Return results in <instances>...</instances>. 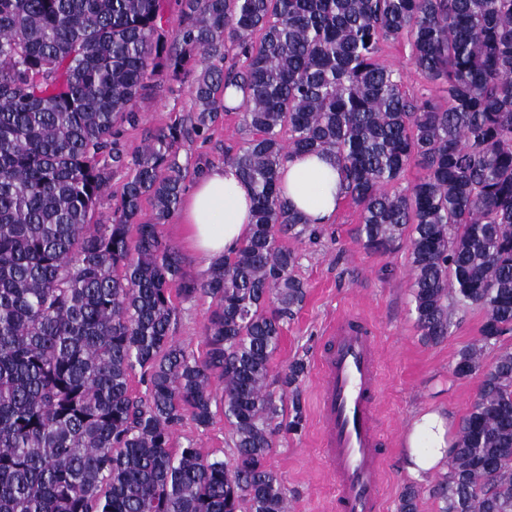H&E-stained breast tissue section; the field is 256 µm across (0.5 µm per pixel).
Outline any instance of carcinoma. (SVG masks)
Listing matches in <instances>:
<instances>
[{"instance_id": "carcinoma-1", "label": "carcinoma", "mask_w": 512, "mask_h": 512, "mask_svg": "<svg viewBox=\"0 0 512 512\" xmlns=\"http://www.w3.org/2000/svg\"><path fill=\"white\" fill-rule=\"evenodd\" d=\"M176 40L199 53L191 85L200 131L243 94L242 144L224 163L254 195L236 252L185 276L159 225L183 175L159 131L129 158L118 127L165 51L162 0H0V512H287L268 464L296 361L270 362L306 289L284 238L314 239L280 196L290 155L336 158L359 239L407 243L422 338H448L452 310L485 312L480 346L453 374L481 373L471 409L431 488L439 512H512V0H181ZM407 39L413 65L448 100L411 99L380 43ZM242 65L224 69L226 44ZM130 175L112 223L93 224L110 187L98 157ZM424 174L400 192L406 168ZM155 223H138L142 201ZM209 297L206 350L173 338L174 298ZM495 352L488 368L481 354ZM141 372L143 394L130 391ZM233 449L172 448L184 418L210 425L211 377ZM406 486L398 512H418Z\"/></svg>"}]
</instances>
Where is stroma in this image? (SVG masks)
<instances>
[{
	"mask_svg": "<svg viewBox=\"0 0 512 512\" xmlns=\"http://www.w3.org/2000/svg\"><path fill=\"white\" fill-rule=\"evenodd\" d=\"M410 54L406 40L387 41L380 45L379 60L400 72L407 97L444 100L442 85L427 81L411 64ZM196 71L194 60L189 59L180 73L165 69L150 76L135 105L141 115L139 124L123 127L120 132V142L132 156L141 152L158 131L175 125L188 128V135L171 150L185 171L184 182L188 185L203 167L223 164L227 149L238 148L242 140L241 114L234 110L220 112L203 132L190 131L194 110L190 87ZM360 221L359 209L344 199L317 242L289 243L299 255L296 275L304 282L307 296L286 325L271 368L277 373L294 360L304 361L306 369L295 386L305 422L301 431L276 433L268 459L288 488V512H331L333 488L324 470L319 441L315 356L327 325L336 317L356 314L371 320L383 351L377 413L386 438L382 447L385 512H397L400 492L411 482L405 457L413 418L430 409L441 410L453 415L451 428L459 430L480 384L476 375L454 377L452 367L460 349L478 345L483 310L454 312L448 339L436 345L425 343L410 310L412 279L406 249L385 255L365 250L357 240ZM177 307L175 342L202 355L209 299L181 301ZM231 444V431L220 414L206 427L184 420L173 435L174 447L193 446L217 457L230 452Z\"/></svg>",
	"mask_w": 512,
	"mask_h": 512,
	"instance_id": "obj_1",
	"label": "stroma"
}]
</instances>
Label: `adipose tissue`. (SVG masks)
<instances>
[{
    "instance_id": "ef3b65f1",
    "label": "adipose tissue",
    "mask_w": 512,
    "mask_h": 512,
    "mask_svg": "<svg viewBox=\"0 0 512 512\" xmlns=\"http://www.w3.org/2000/svg\"><path fill=\"white\" fill-rule=\"evenodd\" d=\"M340 169L329 155L292 156L279 171L281 194L309 224H328L342 199ZM253 197L247 183L228 165L204 169L193 181L182 205V221L191 248L212 263L233 253L252 223ZM450 419L437 410L417 415L406 439L405 467L421 481L447 459Z\"/></svg>"
}]
</instances>
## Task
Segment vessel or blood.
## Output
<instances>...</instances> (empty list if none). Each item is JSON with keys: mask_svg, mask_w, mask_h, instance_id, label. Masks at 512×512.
I'll return each instance as SVG.
<instances>
[{"mask_svg": "<svg viewBox=\"0 0 512 512\" xmlns=\"http://www.w3.org/2000/svg\"><path fill=\"white\" fill-rule=\"evenodd\" d=\"M317 361L318 414L335 512H380L381 450L375 423L379 351L372 329L337 322Z\"/></svg>", "mask_w": 512, "mask_h": 512, "instance_id": "obj_1", "label": "vessel or blood"}]
</instances>
